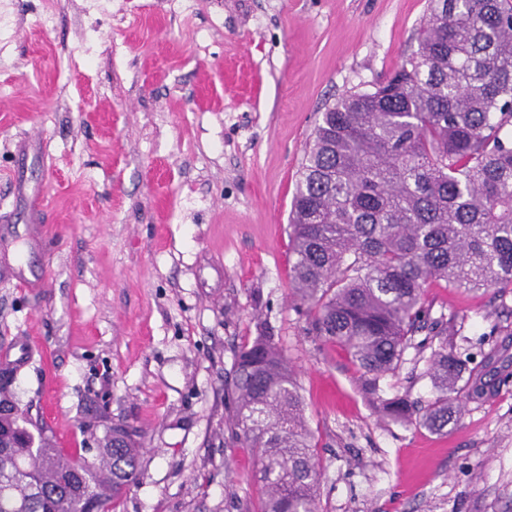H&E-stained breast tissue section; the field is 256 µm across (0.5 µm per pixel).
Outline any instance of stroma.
Instances as JSON below:
<instances>
[{"mask_svg": "<svg viewBox=\"0 0 512 512\" xmlns=\"http://www.w3.org/2000/svg\"><path fill=\"white\" fill-rule=\"evenodd\" d=\"M427 14L428 0H0V367L66 452L138 431L114 512L256 502L224 382L260 322L297 371L323 512H512V289L428 288L487 383L434 433L379 412L289 288L288 214L321 112L415 52ZM425 369L407 350L385 383L429 398Z\"/></svg>", "mask_w": 512, "mask_h": 512, "instance_id": "35a3bbf8", "label": "stroma"}]
</instances>
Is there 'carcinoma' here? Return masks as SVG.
I'll return each mask as SVG.
<instances>
[{
  "mask_svg": "<svg viewBox=\"0 0 512 512\" xmlns=\"http://www.w3.org/2000/svg\"><path fill=\"white\" fill-rule=\"evenodd\" d=\"M512 0H429L418 49L372 91L322 114L288 217L290 286L312 335L341 347L388 416L432 432L458 420L464 376L433 280L512 288ZM425 334L420 341L415 336ZM430 350L432 397L387 396L407 349ZM0 368V512H112L141 446L108 428L96 455L65 453ZM231 437L259 459L244 512H319V442L295 370L262 330L224 387Z\"/></svg>",
  "mask_w": 512,
  "mask_h": 512,
  "instance_id": "1",
  "label": "carcinoma"
}]
</instances>
